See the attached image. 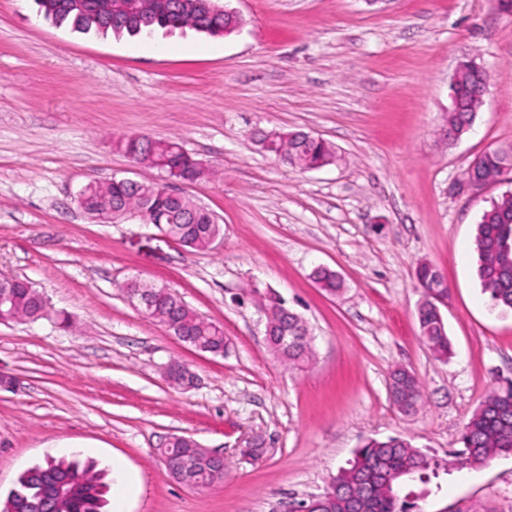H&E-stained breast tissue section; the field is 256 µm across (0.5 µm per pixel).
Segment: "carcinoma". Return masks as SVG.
<instances>
[{"label":"carcinoma","instance_id":"1","mask_svg":"<svg viewBox=\"0 0 512 512\" xmlns=\"http://www.w3.org/2000/svg\"><path fill=\"white\" fill-rule=\"evenodd\" d=\"M41 11L59 23H68L78 31L92 29L120 35L151 33L158 28H193L212 36L229 33L239 20L217 4V0H188L187 8H179L183 0H38ZM455 108L448 113V138H459L470 128L481 103L478 81L465 72L451 85ZM116 146L127 155H136L167 177L196 181L207 177L208 171L182 147L171 140L149 135H128L119 138ZM265 151L291 167L306 170L333 165L338 160L333 145L303 131L274 132ZM512 171V159L499 150L481 154L476 176L492 183ZM80 207L91 217L115 221L127 217L145 218L150 224L162 225L166 232L193 251L212 248L222 234L216 215L188 198L172 197L159 184L130 179H114L107 184H89L79 193ZM512 245V192L493 201L477 224L475 250L478 256L477 278L491 304L512 311V253L504 254L505 245ZM315 279L324 291L335 294L342 288L336 273L318 267ZM417 285L424 302L416 316L421 338L439 359L454 354L441 313L448 298V287L436 268L422 264L416 269ZM154 301L146 317L157 322L182 342L200 352H224L222 325L197 315L185 301L167 287L150 289ZM8 306L0 310L6 319L35 322L48 316L43 297L23 279H14L9 289ZM270 350L289 368L310 364L315 352L307 338L303 322L288 316V333L272 328L267 336ZM392 402L404 413L423 400L424 388L408 369L392 372ZM463 448L454 452L452 464L458 468L481 467L489 460L512 454V379L499 381L487 394L465 426L461 438ZM205 448L194 447L180 440L168 441L158 449L169 462V473L178 482L190 479L194 488L204 489L224 479V471L205 462ZM440 464L409 439L393 436L385 440L368 438L355 451L349 467L337 475V487L323 499L299 500L304 512H352V500L359 498L365 512H410L412 503L401 495L409 481L426 484L437 475ZM105 471L93 461L56 460L25 471L5 501L0 512H43L47 490L59 485L63 495L55 500L49 512H105L109 484Z\"/></svg>","mask_w":512,"mask_h":512}]
</instances>
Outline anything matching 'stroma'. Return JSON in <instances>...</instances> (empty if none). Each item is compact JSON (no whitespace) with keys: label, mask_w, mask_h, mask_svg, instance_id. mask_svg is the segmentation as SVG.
<instances>
[{"label":"stroma","mask_w":512,"mask_h":512,"mask_svg":"<svg viewBox=\"0 0 512 512\" xmlns=\"http://www.w3.org/2000/svg\"><path fill=\"white\" fill-rule=\"evenodd\" d=\"M231 34L81 33L34 0H0V278L28 280L54 321L0 323V498L47 459L73 455L137 484L125 512H279L322 493L364 438L401 435L437 459L498 376L512 377V313L491 311L476 277V226L512 180L454 188L473 158L512 146V12L497 0H218ZM172 50L154 55V45ZM476 62L489 91L471 131L443 135L450 85ZM304 131L340 161L301 171L266 153L261 130ZM178 141L211 179L177 184L224 234L206 252L161 226L91 219L78 191L112 178L164 183L116 140ZM447 282L454 355L438 360L415 318V268ZM335 270L337 296L314 283ZM164 285L224 327L200 353L125 298L130 278ZM274 291L306 321L316 357L302 370L270 353L252 295ZM197 378L179 389L163 368ZM403 366L425 388L400 413L388 395ZM189 436L220 451L223 481H175L158 453ZM262 446L247 458L243 449ZM419 512H512V455L440 475Z\"/></svg>","instance_id":"35a3bbf8"}]
</instances>
